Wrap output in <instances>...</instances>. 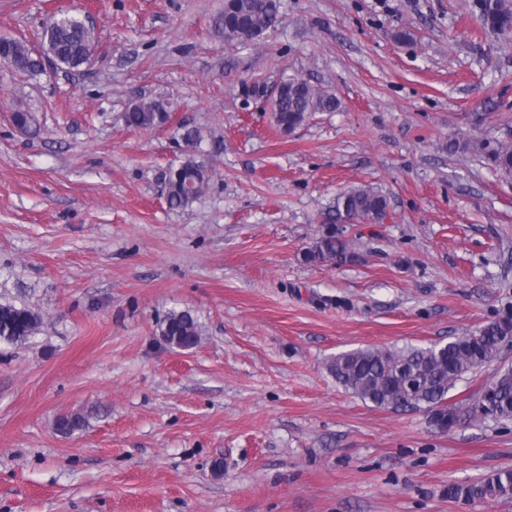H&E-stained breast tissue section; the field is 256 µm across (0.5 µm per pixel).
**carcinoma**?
<instances>
[{
  "label": "carcinoma",
  "instance_id": "carcinoma-1",
  "mask_svg": "<svg viewBox=\"0 0 512 512\" xmlns=\"http://www.w3.org/2000/svg\"><path fill=\"white\" fill-rule=\"evenodd\" d=\"M471 13L480 28L498 39H512V0H471ZM280 23V0H224L212 17V29L228 42L257 44ZM41 51L34 56L25 42L0 38V53L10 55L16 71L25 75L43 70L42 59L50 57L57 68L76 70L91 63L96 40L94 30L82 18L63 14L42 28ZM336 95L299 77H284L271 97L272 118L284 133L302 126L315 112H334ZM169 114L157 100L136 96L130 100L123 120L127 127L148 129L166 123ZM183 160L163 174L166 201L172 209H184L196 202L212 178L207 163L198 157L200 132L184 129ZM491 165L512 175V142H499L486 152ZM388 208L385 195L369 186L350 188L336 196L323 213L322 230L306 251L313 262H354L357 255L344 230L352 224L381 221ZM38 316L29 309L0 305V342L28 340L36 330ZM160 335L171 346L194 347L200 330L188 311L171 312L160 325ZM512 338V312L475 334L461 336L447 345L372 347L342 352L332 358L328 373L340 386L365 403L394 411L425 410L440 426L453 427L460 419L480 410L495 422H512V366L499 368L484 390L458 401L448 394L467 376L499 358L503 342ZM448 498L468 502L487 498L512 501V469L498 470L471 484L448 485Z\"/></svg>",
  "mask_w": 512,
  "mask_h": 512
}]
</instances>
